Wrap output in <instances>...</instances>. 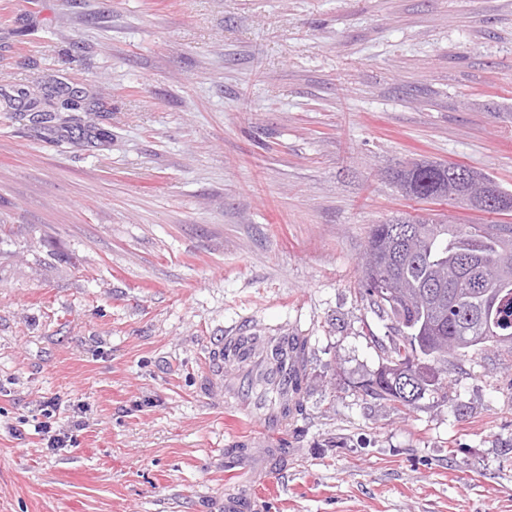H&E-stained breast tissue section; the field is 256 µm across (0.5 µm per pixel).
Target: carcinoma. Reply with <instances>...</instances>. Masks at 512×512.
<instances>
[{
  "mask_svg": "<svg viewBox=\"0 0 512 512\" xmlns=\"http://www.w3.org/2000/svg\"><path fill=\"white\" fill-rule=\"evenodd\" d=\"M455 163L422 161L395 172L408 195L472 205L470 194L496 190L512 211V193L487 174L478 182L453 176ZM363 267L362 295L378 315L394 322L395 336L383 347L386 362L436 365L448 353L512 344V224H450L431 217L399 216L373 225ZM444 377L432 381L409 372L390 381L372 379L366 394L403 407L427 395L447 397Z\"/></svg>",
  "mask_w": 512,
  "mask_h": 512,
  "instance_id": "carcinoma-1",
  "label": "carcinoma"
}]
</instances>
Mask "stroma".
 Wrapping results in <instances>:
<instances>
[{
  "label": "stroma",
  "mask_w": 512,
  "mask_h": 512,
  "mask_svg": "<svg viewBox=\"0 0 512 512\" xmlns=\"http://www.w3.org/2000/svg\"><path fill=\"white\" fill-rule=\"evenodd\" d=\"M56 87L81 111L16 99ZM420 159L512 192V0H0V512H224L228 451L272 447L252 512H512V347L450 356L444 399L362 388L371 226L512 224L402 196ZM231 330L307 339L277 438ZM288 410L290 411L289 408ZM288 410L271 409L267 413L260 414V420H258L260 432L265 436L275 437L288 421ZM56 422L44 421L40 425L38 432L42 433L43 440L46 441V448L51 451H55L59 448H66L68 443L74 442L72 435L65 432L61 428L54 426Z\"/></svg>",
  "instance_id": "stroma-1"
}]
</instances>
